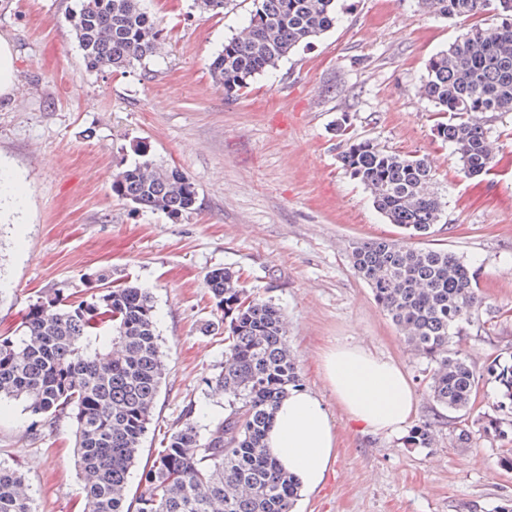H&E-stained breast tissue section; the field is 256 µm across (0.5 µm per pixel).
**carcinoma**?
Returning a JSON list of instances; mask_svg holds the SVG:
<instances>
[{"label": "carcinoma", "mask_w": 512, "mask_h": 512, "mask_svg": "<svg viewBox=\"0 0 512 512\" xmlns=\"http://www.w3.org/2000/svg\"><path fill=\"white\" fill-rule=\"evenodd\" d=\"M427 13L460 24V34L429 61L421 95L446 116L436 137L453 148L461 172L474 178L496 162L486 114L512 112V0H418ZM239 32L209 64L224 96L233 99L254 79L277 69L295 48L334 27L337 0H253ZM494 13L492 23L476 18ZM86 67L119 71L145 65L164 37L143 0H76L69 15ZM343 168L370 193L390 223L423 238L445 207L434 190L435 172L424 157L388 150L368 139H347ZM112 191L169 216L194 210V182L176 166L145 153L118 172ZM354 272L371 288L405 340L430 364L433 400L469 411L480 376L452 338L482 304L476 272L457 254L415 248L381 238L351 247ZM91 300L46 297L28 307L21 334H0V398L19 399L31 425L69 419L75 427L82 478L81 512H294L299 487L281 471L264 444L277 404L302 386L286 340L281 308L247 294L239 277L216 267L205 288L222 312L224 369L210 380L228 399L229 412L202 414L172 428L165 445L143 467L139 494L129 498L128 477L140 458L162 382L157 316L151 293L130 283L111 285L104 273ZM497 395L492 412L477 419L483 436L498 440V464L512 470V355L486 368ZM429 423L413 427L411 448H429ZM0 512H35L19 464L0 463Z\"/></svg>", "instance_id": "1"}]
</instances>
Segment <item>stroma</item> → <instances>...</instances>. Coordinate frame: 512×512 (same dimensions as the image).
Returning <instances> with one entry per match:
<instances>
[{
  "mask_svg": "<svg viewBox=\"0 0 512 512\" xmlns=\"http://www.w3.org/2000/svg\"><path fill=\"white\" fill-rule=\"evenodd\" d=\"M74 6L0 0V36L16 57L13 93L0 97V334L39 297L86 298L97 272L149 289L165 375L147 457L189 406L216 414L225 405L208 386L224 365V338L207 329L221 313L205 280L228 267L282 308L303 386L337 426V458L295 512H496L512 499L499 443L456 445L460 413L432 400L426 359L349 260L352 243L407 232L343 168L344 137L428 158L446 207L422 244L469 263L484 298L453 346L479 372L512 355V112L488 123L497 165L468 179L418 92L458 23L424 14L417 0H340L335 28L228 99L209 63L247 24L253 0L218 15L196 0H147L167 37L146 66L124 73L86 68L68 21ZM141 150L194 181V210L173 218L113 193V173ZM351 344L401 366L419 398L411 422H432V447L347 422L318 361ZM74 446L69 420L35 428L25 403L0 401V463L20 465L37 512H81Z\"/></svg>",
  "mask_w": 512,
  "mask_h": 512,
  "instance_id": "stroma-1",
  "label": "stroma"
}]
</instances>
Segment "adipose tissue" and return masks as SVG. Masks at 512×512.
<instances>
[{
	"label": "adipose tissue",
	"instance_id": "adipose-tissue-1",
	"mask_svg": "<svg viewBox=\"0 0 512 512\" xmlns=\"http://www.w3.org/2000/svg\"><path fill=\"white\" fill-rule=\"evenodd\" d=\"M321 363L337 402L360 430L392 433L410 422L418 400L394 361L348 345L329 349ZM265 444L280 468L310 492L334 461L336 435L322 401L301 388L278 405Z\"/></svg>",
	"mask_w": 512,
	"mask_h": 512
}]
</instances>
